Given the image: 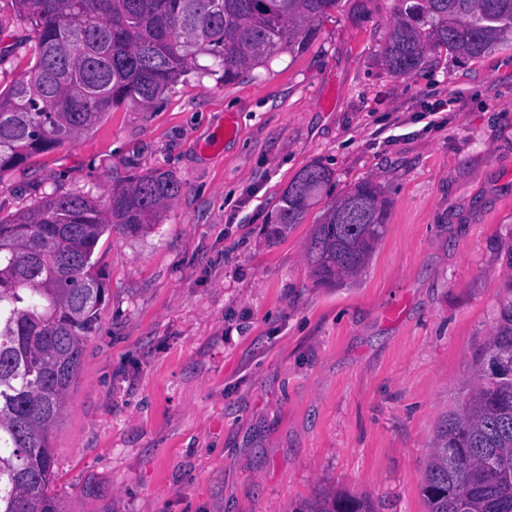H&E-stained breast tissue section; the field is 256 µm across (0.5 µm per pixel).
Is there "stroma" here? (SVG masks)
<instances>
[{
	"instance_id": "stroma-1",
	"label": "stroma",
	"mask_w": 512,
	"mask_h": 512,
	"mask_svg": "<svg viewBox=\"0 0 512 512\" xmlns=\"http://www.w3.org/2000/svg\"><path fill=\"white\" fill-rule=\"evenodd\" d=\"M394 7L338 0L308 50L230 85L199 57L149 105L0 175V215L50 193L103 206L154 168L182 183L148 232L95 249L107 297L52 440L65 512H293L324 494L428 512L437 434L512 278V49L393 75ZM32 46L0 0V90ZM313 163L330 182L271 237ZM368 180L385 235L358 276L317 285L310 230Z\"/></svg>"
}]
</instances>
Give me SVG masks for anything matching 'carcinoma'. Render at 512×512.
I'll return each mask as SVG.
<instances>
[{
    "label": "carcinoma",
    "instance_id": "cac0c4a2",
    "mask_svg": "<svg viewBox=\"0 0 512 512\" xmlns=\"http://www.w3.org/2000/svg\"><path fill=\"white\" fill-rule=\"evenodd\" d=\"M35 34L34 64L0 91V173L76 141L108 112L151 103L198 69L206 55L224 84L271 58L296 55L318 36L338 0H10ZM386 48L405 76L430 47L462 59L512 44V0H396ZM331 173L306 166L271 216L281 236L302 219ZM181 191L169 171L137 174L101 209L80 193L49 194L33 209L0 216V512H63L53 494L52 434L75 383L84 341L105 302L93 255L116 227L155 225ZM389 202L362 182L312 226V275L336 286L358 275L382 240ZM475 390L436 438L423 495L428 512H512V298L476 351ZM372 512L363 499L327 495L295 512Z\"/></svg>",
    "mask_w": 512,
    "mask_h": 512
}]
</instances>
